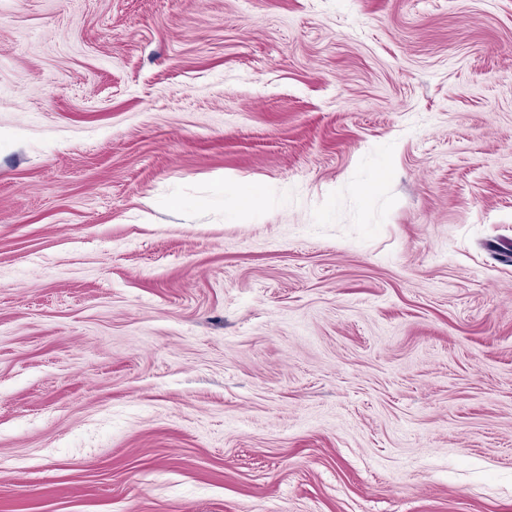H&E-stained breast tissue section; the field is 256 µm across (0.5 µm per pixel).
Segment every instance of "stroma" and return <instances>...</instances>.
<instances>
[{
  "label": "stroma",
  "mask_w": 512,
  "mask_h": 512,
  "mask_svg": "<svg viewBox=\"0 0 512 512\" xmlns=\"http://www.w3.org/2000/svg\"><path fill=\"white\" fill-rule=\"evenodd\" d=\"M503 252L512 0H0V512H512ZM277 197V190L274 187H252L241 192L240 201L245 209L266 207Z\"/></svg>",
  "instance_id": "35a3bbf8"
}]
</instances>
